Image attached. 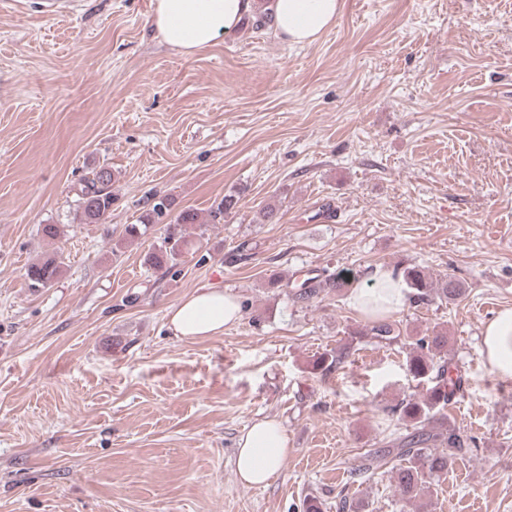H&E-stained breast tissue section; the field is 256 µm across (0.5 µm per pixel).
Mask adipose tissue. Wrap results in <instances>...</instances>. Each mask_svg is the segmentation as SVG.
I'll return each mask as SVG.
<instances>
[{
  "label": "adipose tissue",
  "mask_w": 512,
  "mask_h": 512,
  "mask_svg": "<svg viewBox=\"0 0 512 512\" xmlns=\"http://www.w3.org/2000/svg\"><path fill=\"white\" fill-rule=\"evenodd\" d=\"M149 23L161 41L190 56L237 30L253 11L254 0H152ZM275 32L284 42L305 45L316 41L336 20L339 0H270ZM373 285L350 292V306L360 315L379 319L400 311L409 290L402 278L387 269H375ZM168 321L176 336L205 339L223 334L226 325L241 316L236 297L220 288H203L169 307ZM482 352L496 376L512 378V307L486 323ZM288 437L282 423L265 418L254 423L237 441L236 475L246 485L265 484L288 456Z\"/></svg>",
  "instance_id": "ef3b65f1"
}]
</instances>
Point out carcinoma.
<instances>
[{"label": "carcinoma", "instance_id": "obj_1", "mask_svg": "<svg viewBox=\"0 0 512 512\" xmlns=\"http://www.w3.org/2000/svg\"><path fill=\"white\" fill-rule=\"evenodd\" d=\"M111 170L102 167L84 179L78 193L75 219L81 224H97L112 210L113 196ZM236 200L232 196L224 197L212 208L205 220L192 210L181 212L168 222L160 246L150 253L148 261L157 268L176 266L177 260L187 249L188 240L182 227L186 224H219L235 208ZM172 208V200L167 196H155L149 203V209L140 217V223L132 224L128 234L135 237L141 228L161 220ZM61 272V262L54 254H48L30 263L25 271L29 287L38 290L54 283ZM403 278L409 288L410 301L414 304H428L434 300L450 302L463 294L460 281L448 276L442 282H436L417 266L403 270ZM351 285L350 278L344 274L323 270L322 273L304 279L295 284L291 279L275 277L270 282L272 288L300 287L297 299L307 302L321 293H339ZM401 332L386 320H376L364 331L353 336H369L379 342L391 343L400 339ZM447 337L439 332L421 336L409 343L410 352L406 359V369L420 382H430L423 397L408 399L397 406L400 419L407 423L411 432L390 440V447L383 453L373 452L355 469L361 475L377 470L381 462L389 456L397 458L394 467L398 490L403 499L414 501L425 492L424 477L427 474L440 475L448 472L457 456L466 450L467 439L461 430L451 424H445V410L460 388L461 377L455 373L444 354ZM352 344L347 343L334 352H325L314 362V368L328 372L345 362Z\"/></svg>", "mask_w": 512, "mask_h": 512}]
</instances>
